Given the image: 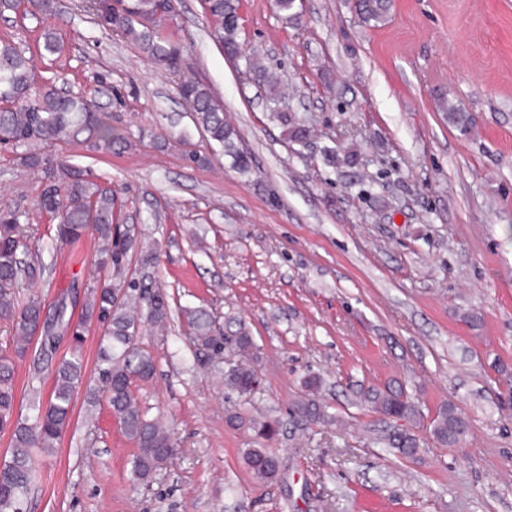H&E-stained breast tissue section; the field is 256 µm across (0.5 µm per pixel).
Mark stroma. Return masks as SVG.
<instances>
[{
	"label": "stroma",
	"mask_w": 512,
	"mask_h": 512,
	"mask_svg": "<svg viewBox=\"0 0 512 512\" xmlns=\"http://www.w3.org/2000/svg\"><path fill=\"white\" fill-rule=\"evenodd\" d=\"M86 3L1 12L0 39L125 138L108 152H46L115 188L119 223L140 225L144 250L158 254L129 263L172 309L163 330L139 338L155 373L133 391L179 447L150 485L132 483L135 444L107 400L78 388L56 449L37 457L27 512H512V0H392L381 23L351 0H303L297 20L275 0H238L236 59L211 38L202 0H179L162 33L184 48L182 75L223 103L246 172L198 130L173 79ZM48 31L63 45L53 61L38 50ZM253 55L277 75L279 101L255 83ZM442 96L470 113L469 134L449 126ZM283 112L309 128L306 143L286 138ZM21 155L0 149V212L26 215L44 272L20 296L81 304L110 278L98 238L53 246ZM184 306L241 321L256 345V393L238 396L222 368L199 366ZM39 353L32 344L15 362L25 407L33 391L49 394L72 347L61 339L37 372ZM311 381L328 420L291 416ZM389 383L429 420L452 403L468 434L448 448L418 429L413 458L375 443L377 416L360 395ZM255 419L278 421L272 439ZM249 448L278 456L276 482L253 478Z\"/></svg>",
	"instance_id": "stroma-1"
}]
</instances>
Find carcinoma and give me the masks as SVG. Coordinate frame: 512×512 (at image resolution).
<instances>
[{
    "instance_id": "cac0c4a2",
    "label": "carcinoma",
    "mask_w": 512,
    "mask_h": 512,
    "mask_svg": "<svg viewBox=\"0 0 512 512\" xmlns=\"http://www.w3.org/2000/svg\"><path fill=\"white\" fill-rule=\"evenodd\" d=\"M206 13L212 22L211 36L229 56L240 53L237 0H206ZM90 8L100 21L117 34L135 43L151 60L172 74L180 73L182 48L165 38L157 26L146 22L155 19L158 0H92ZM356 8L365 21L381 22L388 14L390 0H358ZM250 71L271 96L278 92L277 78L255 58L246 60ZM182 99L192 112L194 122L208 136L232 154L242 171L250 168L249 160L237 153L235 129L224 120V106L210 87L194 79L183 78L178 84ZM0 99L10 106L0 108V144L25 148L21 160L37 172L42 183L37 209L56 221L55 243L71 244L89 230L98 234L96 262L112 271V281L86 289L83 317L75 323L72 356L61 360L53 371V388L47 401L34 400L33 415H16L13 358L27 355L39 323L50 333L58 325L72 324L67 296L61 294L50 304L33 296L21 303L17 290L26 278L33 284L41 268L19 257L26 248L25 225L15 211L0 213V321L9 324L12 334L11 353L0 355V431L11 432L9 458L0 465V512H23V505L35 480L34 450L54 451L70 420L77 388L84 379L80 350L84 342V325L96 320L105 329V343L98 354V379L102 392L118 419L124 435L137 447L130 480L147 484L154 473L174 454L177 443L168 428L150 418L132 390L133 379L147 380L155 372L153 359L138 346L131 345L129 332L137 324L157 325L169 315L170 303L160 290L146 287L126 277L129 257L140 248L141 228L137 224L116 223L115 191L104 187L85 168L66 158H50L41 147L57 142L110 149L124 141L103 112H92L90 104L78 94L64 95L50 79L35 81L29 58L15 43L0 40ZM439 109L448 124L463 133L470 130L469 113L439 98ZM149 293L146 316L138 319L130 307L144 293ZM185 323L192 330L193 344L204 365L224 362L225 334L214 327L211 315L198 307H181ZM237 361L224 373L225 385L236 393L250 396L260 385L253 365L255 345L252 337L238 328L232 336ZM361 400L382 417L381 426L373 429L379 443L411 458L418 453L420 439L413 429L421 426L419 406L401 387L371 389ZM294 415L312 421L325 418L324 407L309 394L292 405ZM469 423L452 404H444L432 420L430 432L444 447H452L467 433ZM246 464L254 478L273 482L280 475L278 457L266 448H251L245 453Z\"/></svg>"
}]
</instances>
